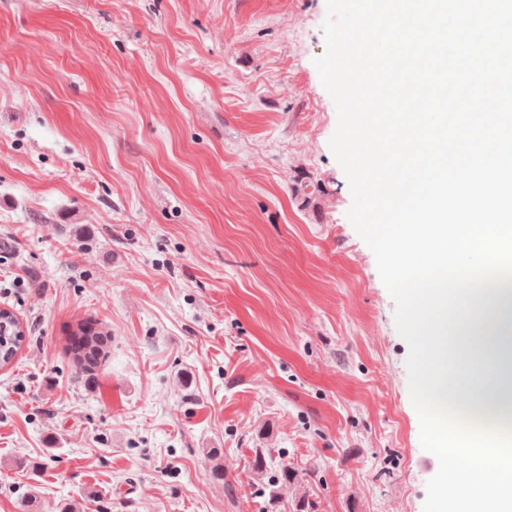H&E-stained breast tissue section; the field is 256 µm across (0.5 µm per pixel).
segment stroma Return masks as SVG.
<instances>
[{
	"instance_id": "obj_1",
	"label": "stroma",
	"mask_w": 512,
	"mask_h": 512,
	"mask_svg": "<svg viewBox=\"0 0 512 512\" xmlns=\"http://www.w3.org/2000/svg\"><path fill=\"white\" fill-rule=\"evenodd\" d=\"M326 0H0V512H423L408 347L347 217ZM321 184L312 192V184ZM111 338L91 378L72 324ZM223 479H215V463ZM26 332L17 315L8 308H0V367L8 365L26 341ZM310 477L308 473H303L288 465H283L271 483H267L269 489L268 498L264 505V511L262 512H278V487L293 486L299 491L293 498V512H318V503L313 498L307 489L308 479ZM266 509V510H265Z\"/></svg>"
}]
</instances>
